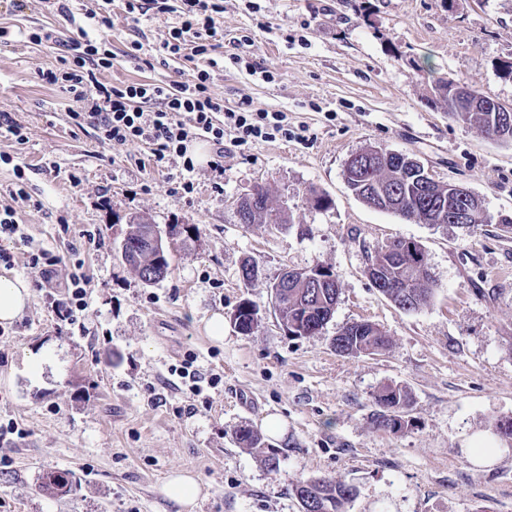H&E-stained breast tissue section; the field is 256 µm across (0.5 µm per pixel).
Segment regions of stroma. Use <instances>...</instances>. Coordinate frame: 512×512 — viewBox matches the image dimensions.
<instances>
[{"instance_id":"1","label":"stroma","mask_w":512,"mask_h":512,"mask_svg":"<svg viewBox=\"0 0 512 512\" xmlns=\"http://www.w3.org/2000/svg\"><path fill=\"white\" fill-rule=\"evenodd\" d=\"M96 0H72L71 16L28 0H0V113L25 143L0 135V208L13 206L34 247L57 254L52 280L25 249L0 274L31 284V302L0 334V512H180L162 493L173 472L194 476V512H301L292 486L326 477L352 485L347 512H512V444L496 425L512 418V145L448 116L435 93L453 78L512 106V0H224L211 88L225 106L240 99L287 113L303 140L224 144V168L195 165L193 193L171 192L181 166L142 168L151 147L115 149L70 114L63 88L38 79L59 50L27 42L50 27L66 40L90 36L112 49L100 81L168 85L192 80L194 65L160 49L178 13L129 14L112 0V26H95ZM143 45L130 56L133 41ZM272 72L264 82L246 62ZM375 146L414 154L433 179L468 187L482 202L471 234L403 221L371 209L348 189L350 156ZM26 168L32 203L12 199L14 165ZM52 172H44V165ZM268 188L289 222L243 225L238 200ZM327 207H315L313 194ZM176 224L183 233L171 272L146 286L118 256L130 216ZM70 229L61 231L59 218ZM99 229L101 247L83 233ZM420 243L437 284L430 304L399 309L366 274L378 246ZM255 259L259 279L240 266ZM91 282L88 308L60 322L52 297L75 260ZM330 268L340 288L330 322L313 336L279 327L269 284L288 267ZM261 317L250 334L230 317L240 301ZM222 314L223 340L206 323ZM375 324L386 352L348 357L333 340L355 322ZM208 383L175 386L186 355ZM387 384L405 386L414 428L389 433L372 419ZM285 424L283 435L262 425ZM251 428L260 445L239 443ZM276 456L278 470L265 460ZM72 472V492L40 490L46 473Z\"/></svg>"}]
</instances>
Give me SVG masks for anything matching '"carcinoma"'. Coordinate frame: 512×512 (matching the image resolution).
I'll return each instance as SVG.
<instances>
[{"instance_id": "carcinoma-1", "label": "carcinoma", "mask_w": 512, "mask_h": 512, "mask_svg": "<svg viewBox=\"0 0 512 512\" xmlns=\"http://www.w3.org/2000/svg\"><path fill=\"white\" fill-rule=\"evenodd\" d=\"M493 100L479 96L466 97L457 106H448V115L482 130L486 135H496V140L512 143V127L499 123V113L490 108ZM412 155L394 152L379 154L366 148L356 159L358 170L344 166L343 175L348 189L361 202L379 211L393 213L400 218L420 224L442 227L448 219L441 218L450 210L469 209V223L457 228L466 233L473 231L478 223L480 202L477 196L462 201L450 185L441 184L433 178H425V167L410 163ZM239 218L243 224H286V214L270 205L268 191L263 186L254 187L242 198ZM149 221L144 218L132 220L131 230L124 235L120 246L121 260L130 266L146 285L153 284L147 278L153 262L170 268V254L146 255L145 228ZM372 283L387 285L388 299L399 309L410 312L427 306L434 294L435 285L426 270L422 246L413 240L397 239L375 252L371 259ZM275 308L277 318L288 320L294 336H312L326 326L328 307L337 304L339 287L337 281H325L317 288H280ZM391 340L370 322H356L338 331L333 339L336 352L357 357L384 352L390 348ZM410 395L399 385H386L374 397L375 409L372 420L383 431L398 433L413 426V419L406 412ZM73 485L68 472L51 473L42 483L44 490H57L61 485ZM293 492L302 512H346L355 489L342 482L326 478H307L296 481Z\"/></svg>"}]
</instances>
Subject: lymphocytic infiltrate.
Masks as SVG:
<instances>
[{
  "instance_id": "obj_1",
  "label": "lymphocytic infiltrate",
  "mask_w": 512,
  "mask_h": 512,
  "mask_svg": "<svg viewBox=\"0 0 512 512\" xmlns=\"http://www.w3.org/2000/svg\"><path fill=\"white\" fill-rule=\"evenodd\" d=\"M180 2L181 22L170 30L162 49L173 57L186 53L193 59H206L216 48L215 17L223 11V0ZM61 51L59 68L40 71V79L72 93L80 105L74 120L92 125L101 143L114 147L139 142L152 145L150 161L156 168L181 162L187 177L175 186V194L183 196L193 190L189 174L195 166L188 154L191 141L201 139L212 146V165L218 169L224 157L225 136L245 146L255 140H285L295 135L287 113L256 108L247 99L225 106L211 91L208 70H198L190 83L164 87L135 82L118 88L99 79L102 71L112 67V53L101 42L87 37L71 45L62 44ZM153 100L158 101V109L145 111L144 103ZM89 284L82 261L73 262L62 297L52 303L59 320L72 321L76 313L87 310Z\"/></svg>"
}]
</instances>
